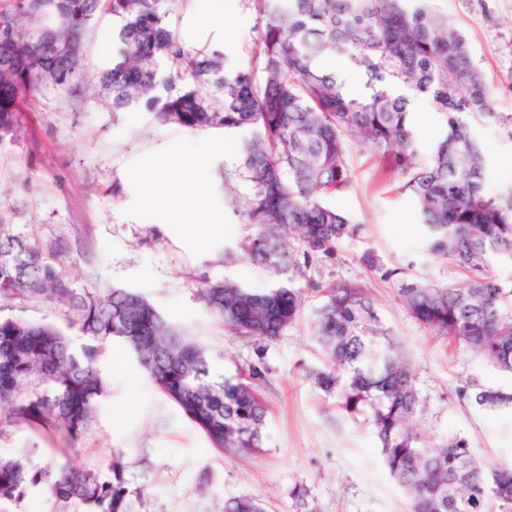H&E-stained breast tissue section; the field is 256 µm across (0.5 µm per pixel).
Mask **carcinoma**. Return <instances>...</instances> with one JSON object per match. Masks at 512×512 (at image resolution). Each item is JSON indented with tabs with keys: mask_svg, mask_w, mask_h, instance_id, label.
<instances>
[{
	"mask_svg": "<svg viewBox=\"0 0 512 512\" xmlns=\"http://www.w3.org/2000/svg\"><path fill=\"white\" fill-rule=\"evenodd\" d=\"M174 2L55 0L45 10L41 0H17L15 10H0V25L20 31L0 37V149L17 142L26 99L47 87L83 94L84 36L106 5L118 51L98 85L112 111L142 107L159 124L192 130L254 129L224 192L235 201L232 180L248 186L243 205L258 233L241 250L285 282L267 292L207 282L196 296L233 333L254 340L257 361L243 377L216 374L206 346L144 296L123 288L77 293L58 269L60 245L45 247L0 222V298L43 296L77 310L73 326L84 340L77 348L52 324L0 317V423L78 441L107 393L101 362L120 342L216 452L259 451L267 409L257 386L268 373L260 351L293 326L307 295L320 294L311 336L325 366L314 382L346 413L368 416L410 512H512V467L484 464L460 436L437 439L413 426L425 408L416 370L366 286L324 287L308 276L362 231L324 202L351 186L348 140L356 139L381 173L401 178L397 190L413 200L429 251L452 260L465 282L409 279L370 251L361 263L398 283L399 300L420 324L512 373V286L491 271L495 260L512 263V191L486 192L487 156L469 122L487 116L512 135V114L493 111L494 89L469 40L431 0H247L257 15L258 75L232 67L219 49L190 50L171 27ZM336 56L357 64L365 95L350 96L326 66ZM419 97L444 120L426 160L412 117ZM456 397L489 411L512 407V393L476 384ZM125 471L116 459L112 480L102 481L74 466H37L27 454L1 458L0 502L40 488L61 512L76 502L88 512H130ZM224 512L263 507L240 497L225 501Z\"/></svg>",
	"mask_w": 512,
	"mask_h": 512,
	"instance_id": "cac0c4a2",
	"label": "carcinoma"
}]
</instances>
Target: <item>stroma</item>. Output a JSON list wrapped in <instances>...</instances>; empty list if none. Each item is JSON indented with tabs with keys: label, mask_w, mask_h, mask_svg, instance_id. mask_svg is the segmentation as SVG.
<instances>
[{
	"label": "stroma",
	"mask_w": 512,
	"mask_h": 512,
	"mask_svg": "<svg viewBox=\"0 0 512 512\" xmlns=\"http://www.w3.org/2000/svg\"><path fill=\"white\" fill-rule=\"evenodd\" d=\"M208 0H176L172 28L188 48L218 47L236 66L260 69L255 44L256 15L246 0H230L220 24L205 17ZM438 12L463 31L494 89L495 111L512 114V92L501 83L512 70V0H432ZM112 17L100 12L84 38L87 93L67 97L43 89L23 105L22 136L0 149V222L11 232L53 245L64 275L80 291L105 293L126 288L147 298L167 320L212 352L225 377L264 359L268 368L260 393L268 413L263 447L253 454H220L181 411L162 395L130 352L113 345L101 367L107 393L78 442L37 433L23 425H0V457L30 454L38 464L75 465L111 479L110 465L122 459L135 491L130 512H221L234 497L258 501L265 512H303L293 490L307 489L317 512H407L406 496L388 475L375 431L365 416H350L335 398L319 390L312 371L324 363L314 348L310 325L323 299L307 298L298 323L264 354L252 341L232 335L195 298L204 283L232 280L255 292L273 288L270 270L236 256L255 234L243 207L224 194L248 129L224 133L186 130L155 123L139 108L108 109L96 73L112 60ZM488 158L485 186L496 194L512 189V136L486 118L472 119ZM210 146L200 189L206 209L191 212L184 233H170L158 210L141 202L132 170L153 172L158 158H181L190 143ZM353 181L328 196V204L363 231L337 246V258L310 271L321 282L358 280L374 299L383 324L402 342L417 365V385L427 409L419 430L440 438L467 439L477 456L512 466V411H486L461 402L455 391L475 382L512 391V375L488 364L463 345L434 335L401 304L395 281H386L360 262L377 254L389 268L435 284L459 283L451 262L429 252L426 231L411 201L396 192L397 180L381 174L372 153L351 142ZM224 224L223 237L199 254L192 243L199 225ZM0 316L69 328L76 315L46 298H5Z\"/></svg>",
	"instance_id": "35a3bbf8"
}]
</instances>
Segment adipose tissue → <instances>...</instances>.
Returning <instances> with one entry per match:
<instances>
[{"label": "adipose tissue", "mask_w": 512, "mask_h": 512, "mask_svg": "<svg viewBox=\"0 0 512 512\" xmlns=\"http://www.w3.org/2000/svg\"><path fill=\"white\" fill-rule=\"evenodd\" d=\"M204 150H196L191 158L177 162L181 176L178 183H170L162 175H139L146 201L161 206L168 219L169 230L183 226L188 211L202 208L203 198L199 189V172L202 168Z\"/></svg>", "instance_id": "adipose-tissue-1"}]
</instances>
